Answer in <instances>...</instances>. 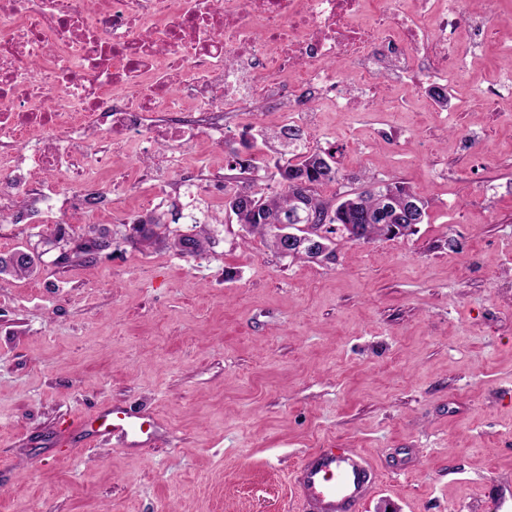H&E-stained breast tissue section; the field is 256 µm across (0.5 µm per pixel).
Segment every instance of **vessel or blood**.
Here are the masks:
<instances>
[{
    "label": "vessel or blood",
    "instance_id": "b4317fda",
    "mask_svg": "<svg viewBox=\"0 0 512 512\" xmlns=\"http://www.w3.org/2000/svg\"><path fill=\"white\" fill-rule=\"evenodd\" d=\"M142 431V422L131 414L101 425L102 435L119 447L129 445ZM374 487L365 456L352 448L313 449L293 471V493L302 512H358Z\"/></svg>",
    "mask_w": 512,
    "mask_h": 512
}]
</instances>
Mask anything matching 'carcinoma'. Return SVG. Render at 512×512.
<instances>
[{
  "instance_id": "1",
  "label": "carcinoma",
  "mask_w": 512,
  "mask_h": 512,
  "mask_svg": "<svg viewBox=\"0 0 512 512\" xmlns=\"http://www.w3.org/2000/svg\"><path fill=\"white\" fill-rule=\"evenodd\" d=\"M273 139L285 148L276 162L278 174L283 183L281 193L267 196L252 187H238L224 191L225 209L231 211L236 223L249 234L270 238L272 247L282 256L292 259L312 258L307 250L291 251L288 237L279 236L283 231L280 224H308L324 228L331 234L333 225H350L353 228L348 240L370 241L377 237H398L412 233L416 225L423 223L426 203L404 183L394 181L344 194L338 203L323 198L318 188L342 179L334 161V151L315 148L297 154H288L286 149L299 147L302 133L298 128L286 127L275 134ZM192 225L189 246H180L178 237H173L170 247L182 257H193L203 251L210 240L208 226L220 224L222 220L212 214L197 216L193 213L183 216ZM164 219L152 214L147 218L131 221V237L148 245L163 242L169 234L161 230ZM71 250L65 262H92L101 252L112 247L113 239L107 232L94 231L89 237L70 239ZM42 256L13 252L0 255V276L24 278L36 272Z\"/></svg>"
}]
</instances>
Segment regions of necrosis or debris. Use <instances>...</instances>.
<instances>
[{"label":"necrosis or debris","mask_w":512,"mask_h":512,"mask_svg":"<svg viewBox=\"0 0 512 512\" xmlns=\"http://www.w3.org/2000/svg\"><path fill=\"white\" fill-rule=\"evenodd\" d=\"M496 20L459 0H0V208L13 223L113 219L145 174L93 177L96 142L158 143L180 175L198 139L224 148V115L253 106L313 126L316 100L365 112L390 85L453 88ZM49 179L34 192L35 179Z\"/></svg>","instance_id":"1"}]
</instances>
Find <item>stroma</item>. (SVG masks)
I'll list each match as a JSON object with an SVG mask.
<instances>
[{
  "mask_svg": "<svg viewBox=\"0 0 512 512\" xmlns=\"http://www.w3.org/2000/svg\"><path fill=\"white\" fill-rule=\"evenodd\" d=\"M504 62L469 54L444 112L424 81L368 112L319 102L343 175L324 198L403 182L428 204L408 236L292 260L231 222L185 258L115 222L84 265L56 263L51 222L0 224V253L43 254L0 280V512H296L290 472L323 447L375 464L361 512H512V112L471 105ZM242 128L225 113V155L189 149L196 179L232 178ZM174 202L224 210L162 171L115 207ZM116 410L152 433L97 441Z\"/></svg>",
  "mask_w": 512,
  "mask_h": 512,
  "instance_id": "obj_1",
  "label": "stroma"
}]
</instances>
